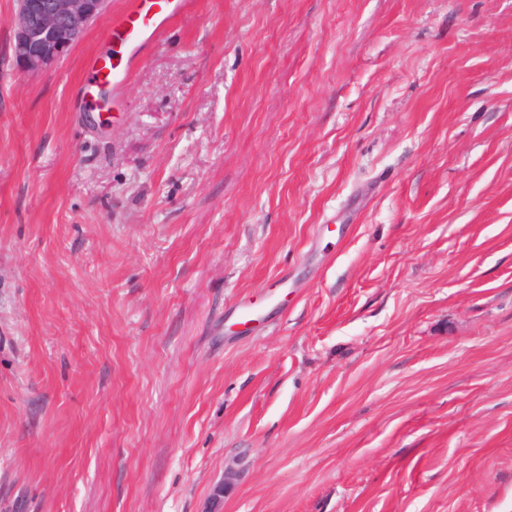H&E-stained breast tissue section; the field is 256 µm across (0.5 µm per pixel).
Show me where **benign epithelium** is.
<instances>
[{"label":"benign epithelium","instance_id":"benign-epithelium-1","mask_svg":"<svg viewBox=\"0 0 512 512\" xmlns=\"http://www.w3.org/2000/svg\"><path fill=\"white\" fill-rule=\"evenodd\" d=\"M107 5L108 0H16L8 23L14 34L17 65L36 73L54 64Z\"/></svg>","mask_w":512,"mask_h":512}]
</instances>
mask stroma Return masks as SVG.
Masks as SVG:
<instances>
[{"mask_svg":"<svg viewBox=\"0 0 512 512\" xmlns=\"http://www.w3.org/2000/svg\"><path fill=\"white\" fill-rule=\"evenodd\" d=\"M14 8L0 512H512V0H193L119 112Z\"/></svg>","mask_w":512,"mask_h":512,"instance_id":"1","label":"stroma"}]
</instances>
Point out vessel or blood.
I'll use <instances>...</instances> for the list:
<instances>
[{
	"mask_svg": "<svg viewBox=\"0 0 512 512\" xmlns=\"http://www.w3.org/2000/svg\"><path fill=\"white\" fill-rule=\"evenodd\" d=\"M191 0H121L113 12L108 34L119 47V59L111 55L92 56L86 61L87 82L112 93L120 104L143 52L159 45L169 25L185 14Z\"/></svg>",
	"mask_w": 512,
	"mask_h": 512,
	"instance_id": "vessel-or-blood-1",
	"label": "vessel or blood"
}]
</instances>
